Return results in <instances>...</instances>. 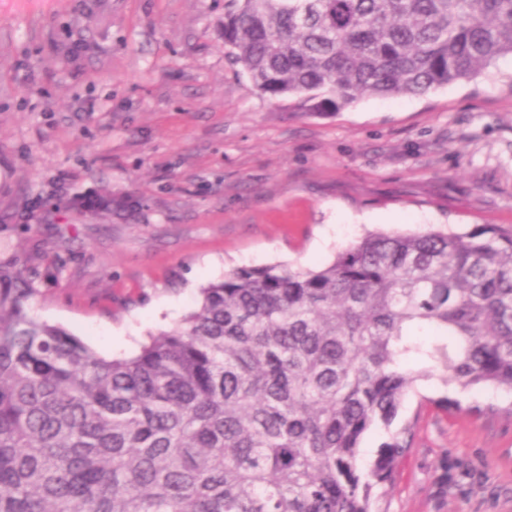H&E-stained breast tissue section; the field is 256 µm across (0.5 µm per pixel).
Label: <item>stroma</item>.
I'll return each mask as SVG.
<instances>
[{"mask_svg":"<svg viewBox=\"0 0 512 512\" xmlns=\"http://www.w3.org/2000/svg\"><path fill=\"white\" fill-rule=\"evenodd\" d=\"M224 6L0 0V268L36 288L31 315L109 359L241 266L314 269L374 231L512 225V59L311 115L227 58ZM506 405L419 382L388 512H512Z\"/></svg>","mask_w":512,"mask_h":512,"instance_id":"35a3bbf8","label":"stroma"}]
</instances>
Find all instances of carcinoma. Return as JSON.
Returning a JSON list of instances; mask_svg holds the SVG:
<instances>
[{
    "instance_id": "carcinoma-1",
    "label": "carcinoma",
    "mask_w": 512,
    "mask_h": 512,
    "mask_svg": "<svg viewBox=\"0 0 512 512\" xmlns=\"http://www.w3.org/2000/svg\"><path fill=\"white\" fill-rule=\"evenodd\" d=\"M262 94L337 112L512 57V0H228ZM0 270V512H380L415 383L512 395V228L368 233L319 269L238 267L107 359Z\"/></svg>"
}]
</instances>
